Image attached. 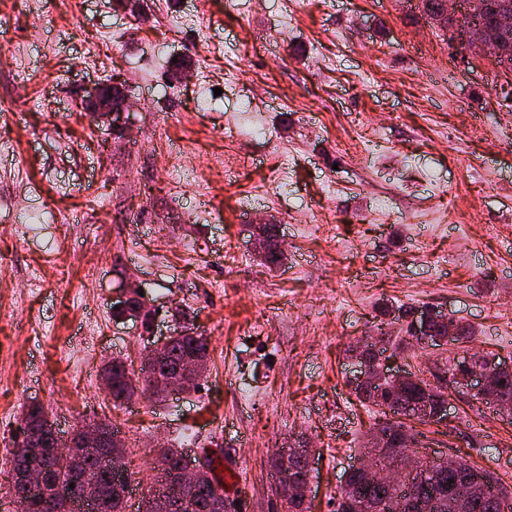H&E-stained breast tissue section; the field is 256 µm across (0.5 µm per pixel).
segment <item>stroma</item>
<instances>
[{"label":"stroma","instance_id":"obj_1","mask_svg":"<svg viewBox=\"0 0 512 512\" xmlns=\"http://www.w3.org/2000/svg\"><path fill=\"white\" fill-rule=\"evenodd\" d=\"M0 33V449L37 402L64 437L120 423L130 505L161 442L223 449L244 512H282L271 459L310 448L309 512H336L379 419L351 390L349 348L385 314L444 311L512 361V76L420 0H0ZM113 82L128 135L85 104ZM173 166L196 175L166 179ZM260 218L288 253L272 270ZM131 281L157 333L187 327L209 357L196 390L116 409L101 369L148 339L112 310ZM457 351L408 347L396 364L426 379ZM425 432V459L512 490L496 407L457 403Z\"/></svg>","mask_w":512,"mask_h":512}]
</instances>
